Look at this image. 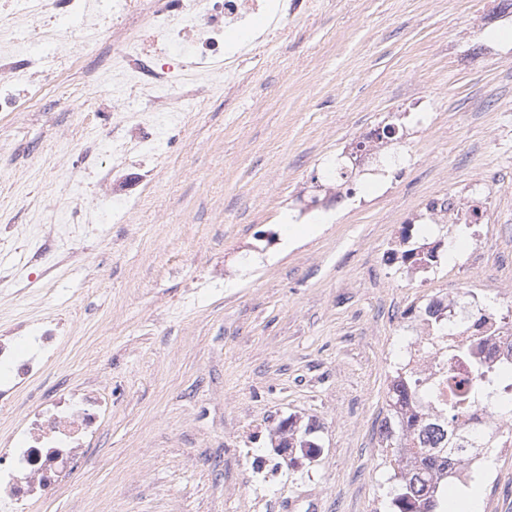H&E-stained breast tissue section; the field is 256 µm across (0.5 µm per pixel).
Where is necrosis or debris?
<instances>
[{
	"instance_id": "4bbe7bcc",
	"label": "necrosis or debris",
	"mask_w": 512,
	"mask_h": 512,
	"mask_svg": "<svg viewBox=\"0 0 512 512\" xmlns=\"http://www.w3.org/2000/svg\"><path fill=\"white\" fill-rule=\"evenodd\" d=\"M299 6V0H0V112L39 111L78 75L89 97L80 109L81 130L109 126L104 151L86 147L81 163L103 196L122 194L118 172L127 156L158 159L165 130L186 125L214 84H240L242 63L264 48L267 29L285 25ZM63 16L76 21L64 32L57 28ZM235 28L251 34L230 48L225 35ZM29 32L39 35L40 51L30 49ZM103 153L111 166L100 164ZM139 202L123 196V214ZM438 303L447 334L421 321L401 348L400 366L424 392L410 412L440 420L450 379L512 363V324L465 294ZM69 332L68 320L55 316L31 331L17 324L0 333V409L18 413L0 438V512H25L69 484L112 411L108 384L61 386L24 402ZM459 420L480 437L496 436L497 454H512V420L486 401L466 400Z\"/></svg>"
}]
</instances>
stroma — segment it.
<instances>
[{"label":"stroma","mask_w":512,"mask_h":512,"mask_svg":"<svg viewBox=\"0 0 512 512\" xmlns=\"http://www.w3.org/2000/svg\"><path fill=\"white\" fill-rule=\"evenodd\" d=\"M512 15L494 0H307L245 67L170 131L154 185L127 223L35 253L60 223L45 199L94 196L62 134L79 97L0 116L18 145L0 201L26 197L22 235L0 244V328L68 319L50 368L112 385V415L75 480L34 512H387L379 428L406 312L471 290L512 321ZM475 62L457 63L462 51ZM344 203L327 169L385 124ZM464 197L481 223L430 212ZM313 234L286 238L282 215ZM410 243L437 265L407 272ZM315 428V461L287 467L279 421ZM479 512H512V456L474 476Z\"/></svg>","instance_id":"obj_1"}]
</instances>
